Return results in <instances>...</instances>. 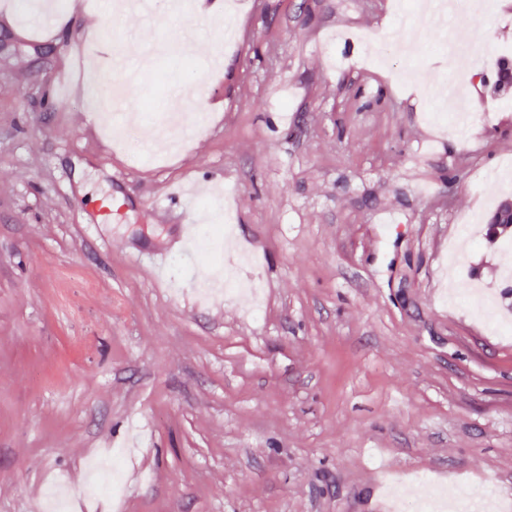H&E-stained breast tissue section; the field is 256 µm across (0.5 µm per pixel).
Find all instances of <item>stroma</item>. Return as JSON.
I'll return each instance as SVG.
<instances>
[{
  "label": "stroma",
  "instance_id": "obj_1",
  "mask_svg": "<svg viewBox=\"0 0 512 512\" xmlns=\"http://www.w3.org/2000/svg\"><path fill=\"white\" fill-rule=\"evenodd\" d=\"M150 41L193 53L142 68L128 95L154 119L172 95L197 100L203 131L154 163L92 110L81 33L133 26L104 0H0V512H39L51 485L85 484L87 463L125 450L119 499L70 512H369L417 473L490 484L512 502V333L457 298L448 247L500 313L512 257L489 241L512 186V87L469 86L473 124H432L448 78L438 47L410 48L406 81L366 63L336 31L395 28L409 0H224L196 22L144 0ZM475 51L512 61V0H484ZM79 90L59 110V73ZM490 122H483L484 112ZM460 174L457 185L448 178ZM232 189L237 248L262 302L201 298L207 270L175 248L187 202L170 188ZM121 202L104 222L102 199ZM158 252L166 284L135 253Z\"/></svg>",
  "mask_w": 512,
  "mask_h": 512
}]
</instances>
